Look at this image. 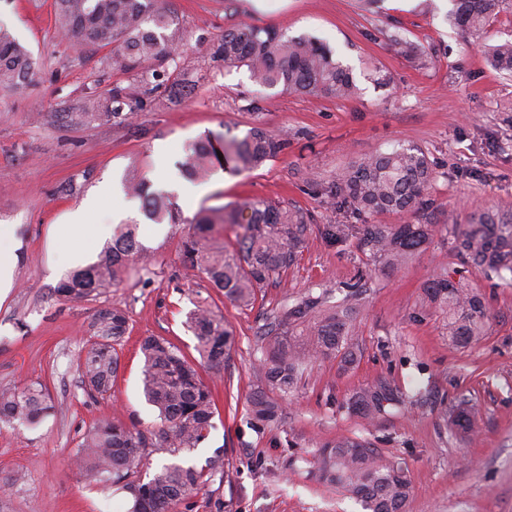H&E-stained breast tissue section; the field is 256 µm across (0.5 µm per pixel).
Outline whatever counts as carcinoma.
Instances as JSON below:
<instances>
[{
	"mask_svg": "<svg viewBox=\"0 0 512 512\" xmlns=\"http://www.w3.org/2000/svg\"><path fill=\"white\" fill-rule=\"evenodd\" d=\"M449 20L472 35L487 33L490 19L504 0H451ZM57 28L84 43L111 48L109 64L122 72H137L141 83L160 80L159 67L174 59L173 48L182 47L178 17L171 0H54ZM213 56L227 69L246 67L255 85L277 87L291 93L349 98L357 90L351 71L333 51L313 37H286L246 23L224 29L212 46ZM493 69L512 73V41L494 45L489 53ZM34 63L29 52L0 26V87L23 93ZM128 88L115 85L102 106L110 116L122 115L120 104ZM288 148V138L270 135L257 123L242 138L223 137L224 160L236 173L251 172L277 158ZM214 169L212 144L205 140L188 146L180 170L189 180L209 177ZM438 177L435 164L419 146L399 144L390 151H376L344 167L327 195L329 207L357 215L425 212L434 208L429 190ZM127 188L142 200L145 217L155 223L174 222L167 195L151 192L136 174L126 178ZM240 228L237 245L220 242L219 229ZM434 224H315L313 216L292 202L245 199L233 205L200 211L189 221L179 244L184 267L201 275L227 300L248 307L256 290L294 266L308 247L312 234L330 242L359 235L366 257L365 274L398 270L409 265L429 243ZM457 255L477 272L503 277L512 274V204L475 211L470 223L456 237ZM145 250L136 228L117 229L90 265L67 274L56 288L63 300L80 303L119 284L130 265ZM332 290L323 288L299 298H287L267 317L261 331L267 351L261 358L263 387L250 399L253 413L272 421L282 415L276 393L285 398L295 389L303 366L317 359L336 358L342 370L355 368L362 357L350 325L365 302L366 289L348 285L343 297L329 303ZM424 313L442 317L448 341L460 348L479 344L489 328V314L478 290L452 280L444 271L424 289ZM187 327L196 339L200 361L188 360L171 341L145 337L143 391L157 409L155 429L130 428L119 419L90 427L76 453L80 474L104 487L118 486L132 496L129 512H179L205 485L204 473L178 463L163 465L152 478L141 482L148 449L160 447L170 454L191 450L206 440L216 405L199 367L214 372L224 367L233 345V332L224 314L210 304H197L187 316ZM128 329L125 309L113 305L96 310L88 323L89 338L80 349L76 365L88 396L111 393L119 367L118 347ZM47 387L40 382L0 389V423L34 427L49 409ZM361 418L374 421L400 409L403 393L380 378L357 390L349 399ZM476 415L469 401L461 399L450 415V426L471 439ZM321 476L338 483L362 501L368 512H405L411 495L406 465L381 462L374 449L362 441L342 437L321 450Z\"/></svg>",
	"mask_w": 512,
	"mask_h": 512,
	"instance_id": "carcinoma-1",
	"label": "carcinoma"
}]
</instances>
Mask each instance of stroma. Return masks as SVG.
Masks as SVG:
<instances>
[{
    "label": "stroma",
    "mask_w": 512,
    "mask_h": 512,
    "mask_svg": "<svg viewBox=\"0 0 512 512\" xmlns=\"http://www.w3.org/2000/svg\"><path fill=\"white\" fill-rule=\"evenodd\" d=\"M182 52L171 69L191 82L179 105L165 88L140 94L131 123L88 117L89 104L113 85L136 86V73L112 71L108 49L62 36L53 0H0V22L32 53L35 75L24 94L0 88V225L11 224L20 243L16 286L0 299V387L42 381L53 413L38 428L0 427V512H128L132 498L102 490L74 466L82 434L118 418L141 429L156 424L142 392L148 336L164 337L189 357L196 340L185 326L194 303L216 301L235 343L220 374L204 372L218 412L208 438L178 457L154 451L143 479L162 464L205 469L207 482L190 512H365L362 504L319 476L320 448L341 437L366 441L379 460L405 461L412 486L406 512H512V283L488 279L455 251L471 212L512 202V76L488 66L485 50L512 41V0L489 33L467 34L448 21L449 0H172ZM245 21L290 37L326 43L356 79L349 99L313 97L256 87L247 69L226 71L212 55L225 27ZM418 45L423 56L397 54L393 38ZM390 79L377 86L375 71ZM85 113L76 124L71 113ZM287 136V150L244 174L209 177L197 197L173 196L174 224H154L141 210L136 225L145 250L118 285L73 304L54 289L82 252L94 262L99 238L58 240L59 224L92 195L102 202L90 218L109 224L130 200L126 175L135 169L152 185L177 175L189 144L206 134L244 136L254 123ZM411 142L424 148L438 178L429 216L390 215L386 221L436 224L432 241L398 271L364 281L366 302L351 326L364 356L351 371L336 359L308 366L284 402L281 418L258 420L250 397L262 385L259 328L285 295L352 284L365 256L357 237L333 244L312 236L281 283L258 290L241 308L183 268L178 248L187 219L199 211L245 199H275L308 209L318 224H361L328 208L337 172L376 150ZM448 272L477 288L490 312L478 345H449L444 322L423 316L424 285ZM119 305L128 330L110 397L93 400L82 388L76 355L94 310ZM385 377L407 396L404 412L367 424L348 407L358 388ZM477 411L478 440L454 435L446 414L459 400ZM25 483H15L16 474Z\"/></svg>",
    "instance_id": "stroma-1"
}]
</instances>
